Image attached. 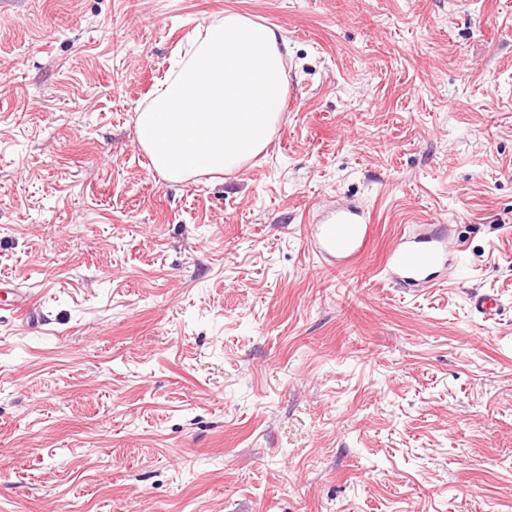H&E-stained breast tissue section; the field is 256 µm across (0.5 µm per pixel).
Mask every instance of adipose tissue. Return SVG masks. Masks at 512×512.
<instances>
[{
    "mask_svg": "<svg viewBox=\"0 0 512 512\" xmlns=\"http://www.w3.org/2000/svg\"><path fill=\"white\" fill-rule=\"evenodd\" d=\"M288 42L250 17L209 23L138 110L136 142L165 179L241 168L270 143L288 80Z\"/></svg>",
    "mask_w": 512,
    "mask_h": 512,
    "instance_id": "ef3b65f1",
    "label": "adipose tissue"
}]
</instances>
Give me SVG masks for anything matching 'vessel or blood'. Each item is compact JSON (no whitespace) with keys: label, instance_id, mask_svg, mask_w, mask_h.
<instances>
[{"label":"vessel or blood","instance_id":"b4317fda","mask_svg":"<svg viewBox=\"0 0 512 512\" xmlns=\"http://www.w3.org/2000/svg\"><path fill=\"white\" fill-rule=\"evenodd\" d=\"M371 232L363 210L344 206L312 225L310 246L322 264L347 265L364 252ZM457 264V256L448 251L444 225L433 224L399 238L389 249L385 270L394 285L411 289L451 276Z\"/></svg>","mask_w":512,"mask_h":512}]
</instances>
